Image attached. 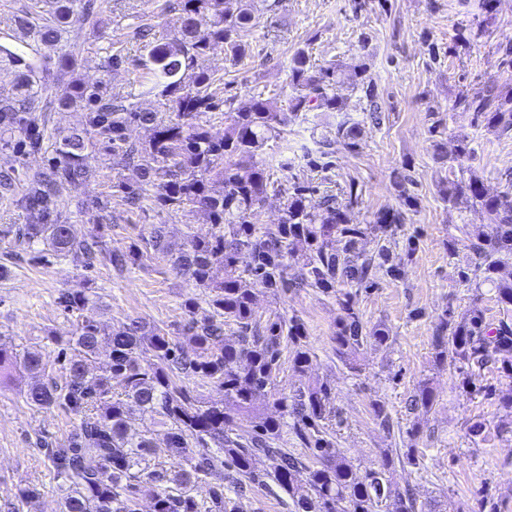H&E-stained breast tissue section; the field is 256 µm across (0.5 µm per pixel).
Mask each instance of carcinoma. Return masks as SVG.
<instances>
[{"label": "carcinoma", "instance_id": "carcinoma-1", "mask_svg": "<svg viewBox=\"0 0 512 512\" xmlns=\"http://www.w3.org/2000/svg\"><path fill=\"white\" fill-rule=\"evenodd\" d=\"M42 0L31 7L18 24L28 29L36 44L53 46L63 24L76 14H95L96 0H56V8L42 11ZM181 24L169 42L153 45L144 63L161 87L158 109L141 111L124 100L103 95L100 88L73 82L57 95L59 109H89L88 133H71L55 141L51 165L34 170L18 180L10 171H0V192L16 208L30 213L34 223L19 229L30 243L49 247L58 257L82 259L87 267L110 266L117 272L134 264L138 253L113 249L103 241L73 236L63 213L68 187L91 180L95 169L89 148L93 141L112 150L116 166L134 172L133 179L113 185L130 206L147 197L161 209L189 207L204 213L214 231L210 236H190L177 253H171L165 227L151 228L148 244L156 254L171 256L182 276L196 287L208 290L210 314L197 319L198 303L185 301L188 321L186 344L173 341L161 326L132 319L110 336L103 335L94 317L102 304L92 291L64 292L60 303L81 322L68 340L74 351L69 364V382L60 388L43 381L46 364L38 348H17L11 337L0 333V383L20 372L36 379L27 399L35 406L63 405L80 416V424L65 441L50 449L53 462L69 483L62 512H137L136 494L145 483L154 488L153 512H235L224 496V486L243 490L248 484L272 480L292 500L296 512H415L409 492L390 496L396 470L390 451L381 467L360 478L353 466L336 454L333 441L322 425L333 412L331 388L324 384L298 388L288 397L276 398L278 417L259 411L256 400L268 393L279 370L281 345L293 347L292 368L305 372L309 350L302 326L294 319H277L261 325L255 317L252 295L245 288L249 277L275 291L315 288L324 294L336 287L370 283L373 259L358 251V241L370 234H384L405 221L403 212L382 211L368 224H352L348 212L358 203L355 183L339 195L326 194L320 203L308 205L314 187L299 178L286 185L271 178L261 158L267 142L307 119L310 112H336L334 135L319 142V157L307 166L327 170L332 166L334 146L348 150L357 146L360 124L346 113L339 88L348 83L366 86L370 118H377L378 104L371 86L365 85V64L344 66L332 62L316 66L305 48L298 49L288 67L291 94L287 106L253 96L226 118L224 136L214 137L206 117L218 108L214 77L196 69L197 61L220 49L237 62L247 55L239 40L241 29L253 16L240 0H178ZM0 60L17 73V96L0 101V134L3 145L19 155L45 150L51 134L41 103L43 86L37 73L43 62L36 53L0 44ZM457 105L483 116L488 130H512V94H503L494 83L482 95L460 96ZM173 117L165 120L161 111ZM135 123L146 131L144 141L128 140L127 126ZM219 182L216 192L212 184ZM284 199L282 216L275 228L260 231L250 215L269 195ZM444 199L452 204L471 203L483 208L492 233L470 244L475 268L483 281L495 285L503 317L494 327L473 306L456 317L445 313L435 345L439 366L461 363L471 369L498 365L512 378V201L490 193L476 179L448 181ZM342 243L336 248V243ZM246 252L251 263L239 267ZM301 262L300 272L288 278V260ZM344 315L336 325V356L349 368L353 357L367 342L383 345L389 339L381 328L366 329L353 305L352 294L343 293ZM235 324L239 335L224 338V325ZM107 344L108 361L101 373L90 372L100 347ZM148 347L154 360L141 362L138 350ZM197 376L224 391L221 403L205 402L179 384L184 376ZM435 400L430 383H419L411 406L427 409ZM135 410H149L169 426L166 452L180 459L177 470L150 464L155 454L148 435L132 427L128 417ZM251 418L253 434L237 433L235 416ZM292 419L291 429L304 446L295 453L278 446L283 417ZM271 458L273 470L259 475L253 469L258 455ZM204 481L209 500L199 502L192 487Z\"/></svg>", "mask_w": 512, "mask_h": 512}]
</instances>
